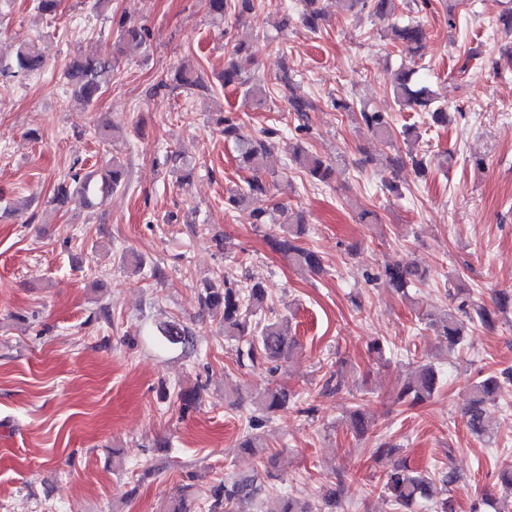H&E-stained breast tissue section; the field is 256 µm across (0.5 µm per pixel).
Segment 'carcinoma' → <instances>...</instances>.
<instances>
[{
  "instance_id": "carcinoma-1",
  "label": "carcinoma",
  "mask_w": 512,
  "mask_h": 512,
  "mask_svg": "<svg viewBox=\"0 0 512 512\" xmlns=\"http://www.w3.org/2000/svg\"><path fill=\"white\" fill-rule=\"evenodd\" d=\"M347 10L368 11L370 14L386 19L395 11V0H343ZM320 0H301V17L304 24L313 32L320 27L322 10ZM209 13L216 19L224 20L228 15H234L236 21L255 10V0H207ZM121 37L126 44L138 48L145 43V30L135 26L120 24ZM390 40L398 44L406 53L417 56L425 49L426 32L423 27L413 21L405 25L392 24ZM233 56L224 66L221 80L224 86L245 88V95L260 100L266 94L261 85L252 82L247 75L244 63L253 59V47L239 42L233 47ZM16 62L19 71L24 75H37L44 67L42 55L30 44L21 45L16 52ZM112 72V58L99 56L81 58L73 62L66 72L72 95L88 104L98 98L103 82ZM415 70L403 71L398 77V83L393 89V97L399 110H420L429 114L435 124L448 123V113L442 108H431L432 97L425 86L413 84ZM171 82L178 87L189 90L204 91L208 85L204 76L183 67L176 69ZM278 90L287 99L290 110L302 117L315 108L311 99L297 94L293 75L283 70L279 78ZM361 120L366 129L373 135L391 143L403 137V143L409 144L412 128L396 131L387 115L383 112H373L366 107L359 109ZM272 142L264 138L246 141V147L241 155L242 164L259 170L264 155L271 151ZM293 160L302 164L307 175L314 181L324 183L328 180L331 167L321 158L310 154L305 148L296 143L292 146ZM125 184V168L115 157L107 165L98 169H90L83 175L73 177L68 181L63 179L54 188L53 202L63 206L75 196L86 199V193L92 186H97L103 194L118 190ZM266 192V186L255 176L246 181V187L236 190L226 198V204L236 207L244 204L252 196ZM305 234V225L290 224L283 235L270 238L271 247L279 252L289 264L303 270L319 271L322 269V258L318 252L298 244V239ZM386 283L395 291L407 294L408 288L416 281H422L425 272L417 267L393 265L384 268L382 276ZM268 290L260 283L242 286L236 281L218 277L207 281L199 293V304L202 308L220 318L224 326V336L242 344L239 349V363L245 365L258 364L264 361H282L290 358L298 345L296 337L288 333V318L282 317L271 320L260 318L267 307ZM512 308V291L501 290L495 298V308L489 309L484 305L462 300L459 310L465 312L472 321L485 327H493L497 316ZM429 325L438 335L442 336L450 350L460 347L464 340L463 326L459 324L453 313L438 320H429ZM163 341L171 346L191 344V334L187 328L172 323L161 331ZM512 382V372L503 371L500 374H488L481 377L472 387L465 416L469 431L478 437H491L486 420V407L499 397L504 385ZM440 376L430 363L417 365L410 373L408 381L400 392V398L412 405L422 404L430 399L439 389ZM291 394L284 386L270 384L264 392L255 397V404L266 417L288 408ZM349 425L354 436L363 437L369 430L370 423L364 411L356 407L349 412ZM380 489L393 507V512H415L424 501H434V512H450L448 499L434 500L435 482L429 475L412 468L402 459L387 470L380 478ZM263 483L258 477H240L230 483L222 482L213 487L207 512H246L261 494ZM169 512H198L197 503L187 495V491L171 500ZM277 512H312L309 505L301 498L285 494L281 497Z\"/></svg>"
}]
</instances>
